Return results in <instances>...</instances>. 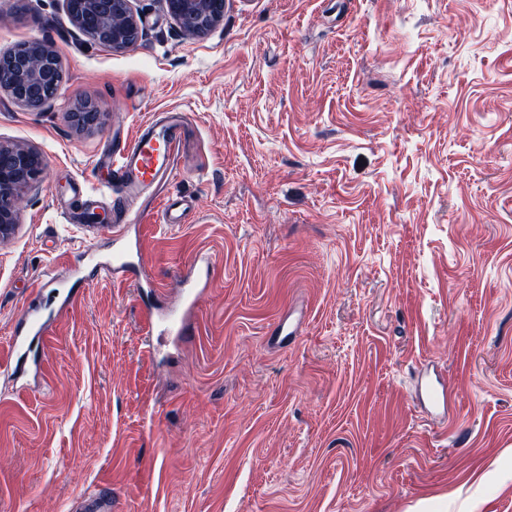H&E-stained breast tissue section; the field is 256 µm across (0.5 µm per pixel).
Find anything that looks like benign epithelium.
Segmentation results:
<instances>
[{
    "instance_id": "1",
    "label": "benign epithelium",
    "mask_w": 512,
    "mask_h": 512,
    "mask_svg": "<svg viewBox=\"0 0 512 512\" xmlns=\"http://www.w3.org/2000/svg\"><path fill=\"white\" fill-rule=\"evenodd\" d=\"M167 13L193 34H204L223 21L221 0H165ZM66 11L78 31L88 40L114 51L132 47L142 29L141 17L132 0H65ZM10 76L0 79V91L30 109H39V94L61 91L59 59L52 47L31 42L10 60ZM47 170V161L35 148L0 143V239L10 236L18 222L23 194Z\"/></svg>"
}]
</instances>
